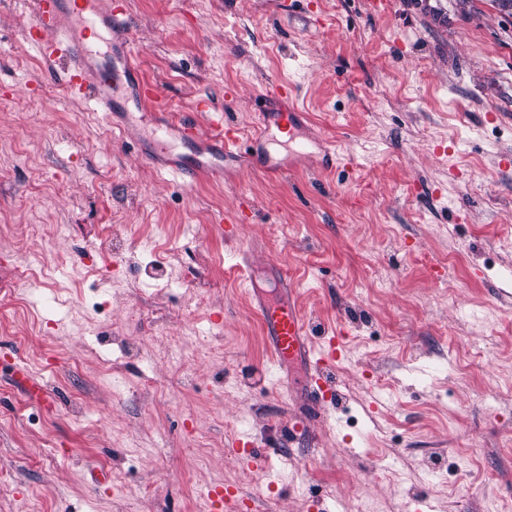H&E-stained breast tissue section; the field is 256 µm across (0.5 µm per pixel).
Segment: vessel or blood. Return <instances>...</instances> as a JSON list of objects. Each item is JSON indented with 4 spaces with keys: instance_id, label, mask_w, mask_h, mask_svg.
I'll list each match as a JSON object with an SVG mask.
<instances>
[{
    "instance_id": "obj_1",
    "label": "vessel or blood",
    "mask_w": 512,
    "mask_h": 512,
    "mask_svg": "<svg viewBox=\"0 0 512 512\" xmlns=\"http://www.w3.org/2000/svg\"><path fill=\"white\" fill-rule=\"evenodd\" d=\"M30 14L22 43L65 60L68 89L114 122L156 170L185 183L202 177L221 183L244 169L280 173L301 158L324 167L336 164L335 143L306 128V112L285 84L265 89L264 108L248 136L213 111L206 98L197 100L196 109L209 113L211 133L171 116L167 103L139 72L126 0H32ZM258 313L273 361L304 365L305 404L324 407L326 392L334 387L330 372L345 357L336 336L314 347L309 324L289 297L261 300ZM207 497L212 512H224L239 501L237 490L221 485L210 487Z\"/></svg>"
}]
</instances>
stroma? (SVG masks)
I'll return each instance as SVG.
<instances>
[{"label": "stroma", "instance_id": "1", "mask_svg": "<svg viewBox=\"0 0 512 512\" xmlns=\"http://www.w3.org/2000/svg\"><path fill=\"white\" fill-rule=\"evenodd\" d=\"M127 2L172 114L209 132L206 96L249 135L285 79L342 161L175 181L21 46L29 0H0V512H208L212 485L260 512H512V15ZM248 278L341 333L330 421L302 420Z\"/></svg>", "mask_w": 512, "mask_h": 512}]
</instances>
